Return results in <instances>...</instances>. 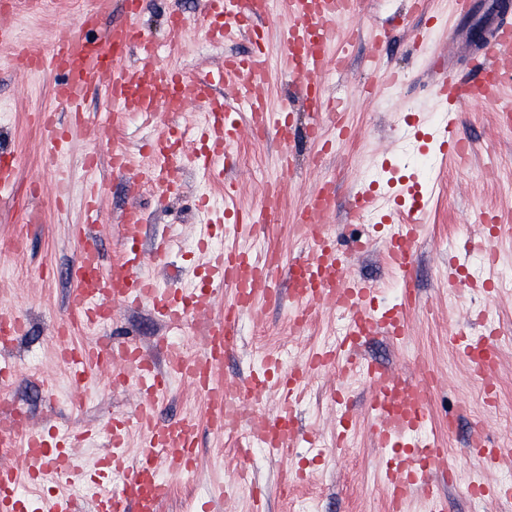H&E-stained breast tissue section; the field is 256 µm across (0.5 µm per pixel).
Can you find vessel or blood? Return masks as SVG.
<instances>
[{
	"instance_id": "vessel-or-blood-1",
	"label": "vessel or blood",
	"mask_w": 512,
	"mask_h": 512,
	"mask_svg": "<svg viewBox=\"0 0 512 512\" xmlns=\"http://www.w3.org/2000/svg\"><path fill=\"white\" fill-rule=\"evenodd\" d=\"M125 4L127 21L109 29L104 39L63 32L56 36L48 53L27 56L29 73L48 69L62 72L54 96L72 108L65 125L56 120L54 113H40L47 158H58L67 150L73 129L95 143H109L107 126L90 123L80 109L89 88L100 84L108 85L113 102L145 122L158 119L163 110L184 111L188 100L204 102L208 120L198 135L200 146L190 157L191 163L203 169L213 168L225 146L237 142L246 132H272L281 143H288L296 132L292 112L270 111L263 94L266 44L263 32L254 26L267 13L263 0H202L195 17L211 35L230 39L245 30L251 33V52L224 60V83L231 89L227 97L216 94L209 77L189 80L178 68L159 63L156 44L134 21L142 0H125ZM357 4L358 0H288V22L281 30L288 74L308 104L307 136L319 143L324 153L331 149L324 136L325 127H332L341 136L350 131L342 104L324 96L322 77L329 65L340 68L345 63L343 56L331 55L330 49L340 40L337 23L350 16ZM484 29L483 40L466 51V76H459L452 60L440 57L433 62L438 70L434 97L446 110L444 125L438 132L440 150L446 156L459 155L468 148L456 131L461 107L476 100L488 104L498 101L504 87L494 76L512 71V8L497 0L485 15ZM130 51L136 53L137 63L123 65L122 60ZM238 101L250 108L243 124L234 117V104ZM169 140V134L164 133L149 145L153 181L158 185L167 176ZM281 199V184L268 186L259 209L226 211L216 216L214 224L235 237L259 234L265 216L274 213ZM334 209L333 185L320 184L295 216L298 232L310 239L309 252L288 269H281L278 259L270 255L259 256L237 247L215 252L214 261L207 268V287L190 306L185 303L184 292L158 290L139 276L142 257L136 243L143 215L138 208H128L123 214L122 238L128 248L120 260L108 267L103 264L99 239L89 223L78 226L77 233L85 238L86 246L76 265L78 287L70 298L71 307L95 320L105 307L114 304H147L168 328L181 327L188 321L199 327L200 350L189 354L177 343H166L167 368L162 371L134 342L117 347L105 341L85 348L60 347L76 394H83L88 370L93 366L106 370L114 384L135 386L139 394L135 418H115L105 426L109 451L88 472L73 449L79 440L94 437V430L61 435L16 426L8 418L0 420V442L20 437L23 453L30 462L24 471L0 464V512H30L31 501L22 495L21 487L26 482L38 484L48 466L62 479L84 478L93 484L110 478L113 471H121L122 479L112 493L94 499L93 512H160L172 494L171 484L162 474L163 465L189 471L198 462L197 421L183 417L163 424L157 416L160 398L173 376L187 381L203 397L210 429L236 440L242 455H249L258 447L267 456L278 457L296 447L304 438L295 425L296 405L304 397L310 377L334 365L333 352H316L286 373L280 372L277 357H270L244 383L223 384L217 379L225 358L239 345L240 320L255 314L257 295L277 293L278 276L282 273L287 276L288 294L299 318L311 320L327 306L345 310L349 317L350 328L341 342L347 353L344 367L362 376L369 386L366 411L373 446L394 454L383 473L388 512H406L408 502L418 494L424 496L432 512H440L436 480L450 473L451 467L446 449L421 436L428 425V395L436 377L423 366L418 380L411 383L393 367L362 360L358 354L363 343L373 336L404 339L407 316L416 305L415 291L405 287L400 303L388 313H380L378 289L353 276L335 241L316 231ZM422 230V225L415 223L398 225L384 249L387 265L400 279H407L413 266ZM223 286L232 290L233 299L225 304L223 316L216 317L212 314L215 292ZM454 341L485 386L494 388L500 355L490 337L462 332ZM269 391L280 396L275 414L254 413L255 401ZM133 428L142 433L143 439L138 454L131 458L125 446ZM470 446L485 467L498 464L497 449L478 430H471ZM246 479L247 472L242 469L233 480L215 484L200 512H216L217 504L233 497L237 485Z\"/></svg>"
}]
</instances>
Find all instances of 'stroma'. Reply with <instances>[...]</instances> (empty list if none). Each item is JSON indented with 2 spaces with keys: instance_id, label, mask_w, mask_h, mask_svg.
<instances>
[{
  "instance_id": "35a3bbf8",
  "label": "stroma",
  "mask_w": 512,
  "mask_h": 512,
  "mask_svg": "<svg viewBox=\"0 0 512 512\" xmlns=\"http://www.w3.org/2000/svg\"><path fill=\"white\" fill-rule=\"evenodd\" d=\"M39 2L34 8L30 0H17L12 19L16 42L13 47L0 49V148L14 151L19 174L14 194L0 197V271L9 275L0 288V309L12 310L29 324L28 333L5 351L22 373L21 380L11 388L12 400L27 413L31 426H49L56 432L69 433L106 424L116 414H132L136 397L131 388H113L106 375L95 368L89 372L86 392L79 400H72L68 367L55 352L58 324L72 325L70 342L75 346L89 344L95 335L133 338L146 348L163 336L191 351L197 346L190 327L168 329L147 306L114 307L111 321L93 329L79 322L70 309L68 298L77 287L73 271L84 247L75 228L87 221L88 187L94 184L100 189L94 230L101 240L105 262L123 253L121 212L130 205H139L144 215L139 248L150 250L162 239L173 242L171 252L163 259L146 262L139 269L140 275L154 278L163 288L188 290L206 273L198 247L200 238L209 237L216 248L225 245L224 237L211 224V212L223 209L224 185L228 182L235 184L234 204L243 210L257 207L267 179L277 178L284 184L282 205L263 233L239 238V245L261 253L276 250L285 263L307 253V241L295 231L293 221L317 186L309 173V158L318 146L304 134L308 108L291 90L285 71L279 27L287 18V8L284 0H277L265 23L269 55L265 87L272 110L288 107L296 114L298 132L288 169L280 167V148L273 138L257 141L247 136L218 174L209 176L188 164H179L176 188L166 200L157 201L148 180L151 161L147 156L155 132L132 114L115 118L108 93L101 86L89 92L85 111L104 124H116L114 143L129 154L130 171L122 176L113 174L105 152L100 154L97 167L88 169L85 157L95 151V146L77 136L71 141L62 168L46 165L36 115L49 109L63 119L68 110L53 95L57 74L27 75L23 70L25 54L46 51L61 31L76 29L92 2ZM411 3L361 0L359 13L342 24L350 63L345 69L329 70L323 86L326 97L345 101L348 124L355 135L337 141L334 150L324 157L323 173L336 183V211L329 230L344 244L356 276L382 288L384 306L392 307L400 284L383 261V249L396 229L388 219L393 198L416 183L427 189L430 203L422 217L424 231L413 270L419 301L408 317L407 335L397 343L384 336L371 337L361 352L406 372L422 361L443 378V386L431 394L432 420L424 435L441 442L454 465L456 478L445 490L446 512H512V499L478 496L467 486L473 480L512 488V464L485 468L467 446L475 424H483L496 443L503 426L512 421V287L484 295L456 293L448 283V258L452 255L464 258L476 282L512 274V233L502 237V260L498 265L480 262L473 249L484 215H512V128L499 125L495 106L465 105L457 132L470 142L472 150L461 167L439 156L431 140L415 138L405 121L408 114H422L428 129L435 131L441 126V107L433 97L434 75L428 68L430 57L447 53L449 31L473 32L479 18L453 15L450 0H429V9L438 21L424 46L414 40L424 24L412 13ZM198 9L199 0H144L138 23L159 45L165 59L189 73L217 70L226 55H243L250 50L251 40L245 35L224 43L210 39L191 24L180 33L170 32V14L191 20ZM392 71L404 75L403 84L386 85ZM61 177L69 192L63 205L54 194L55 183ZM373 178L379 179L383 196L372 214L373 243L361 250L353 240L362 227L350 219L349 205L353 195L367 189ZM134 182L140 184L139 192H131ZM203 195L210 197L211 211L198 209L196 201ZM28 204L41 211L42 223H26L23 209ZM259 305L261 319H242L243 342L238 352L225 359L222 379L246 381L264 355H290L302 360L322 350L327 337L339 338L346 332L347 318L340 311L328 310L297 338L289 328L291 304L287 294L261 296ZM486 309L493 311V321L482 319ZM490 327L506 343L501 352L496 398L488 404L452 338L462 329L468 335L480 336ZM335 388L350 400L349 431L341 445L336 442L337 405L331 399ZM368 392L364 381L338 377L332 368L310 380L297 424L310 437L311 446L272 459L257 448L248 462L265 493L267 512H297L303 500L315 502L317 512H386L381 482L385 461L368 436ZM461 404L468 405L469 412L458 420L455 430H448V413ZM187 414L201 421L199 465L187 475L170 474L175 492L162 512H198L199 500L215 483L227 480L240 464L235 449L204 424L202 398L187 382L173 381L160 404L159 418L167 423Z\"/></svg>"
}]
</instances>
